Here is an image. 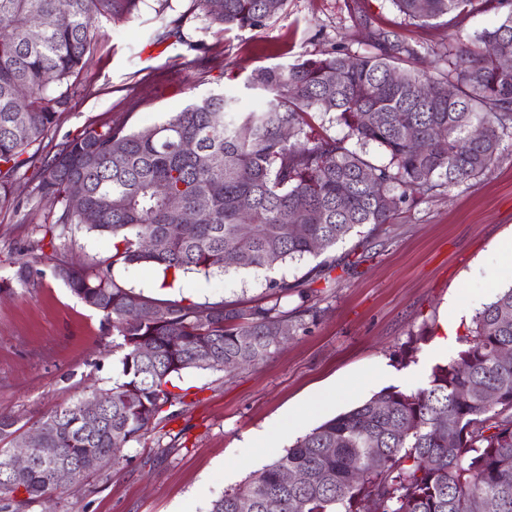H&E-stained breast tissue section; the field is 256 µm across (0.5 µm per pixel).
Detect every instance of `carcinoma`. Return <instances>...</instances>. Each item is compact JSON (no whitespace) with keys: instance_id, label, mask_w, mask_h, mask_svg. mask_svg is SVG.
<instances>
[{"instance_id":"cac0c4a2","label":"carcinoma","mask_w":512,"mask_h":512,"mask_svg":"<svg viewBox=\"0 0 512 512\" xmlns=\"http://www.w3.org/2000/svg\"><path fill=\"white\" fill-rule=\"evenodd\" d=\"M142 0H0V203L10 201L17 171L34 163L41 141L68 103L63 85L89 61L95 23H117ZM212 25L255 28L282 11L285 0H195ZM406 18L427 22L474 10L477 0H393ZM498 18L475 32L486 50L448 45L447 69L434 78L408 66L412 45L372 31L373 50L333 49L318 58L254 70L247 87L265 105L244 109L239 99L210 95L169 120L128 131L122 124L87 128L38 166L37 190L58 224H83L112 237V255L95 273L66 260L51 265L87 306L102 315L105 334L122 352L120 377L102 397L108 407L91 428L81 404L46 418L55 435L35 451L32 466L11 472L9 451L23 433L0 418V512H24L47 494L78 491L87 455L98 468L138 442L166 405L186 404L169 389L188 370L258 364L279 347L283 330L303 328L308 293L285 278L266 288L272 304L197 305L155 300L119 286L118 264L184 276L260 269L300 260L336 245L365 224H389L414 194L448 188L483 174L512 135V0H482ZM56 14L37 40L30 34ZM494 46L495 52L487 51ZM52 72V79L45 74ZM339 114L350 136L376 143L389 162L376 165L345 140L310 135L307 116ZM194 140L200 152L182 150ZM423 145L420 151L413 144ZM82 182L86 205H68L71 182ZM167 186L162 197L155 185ZM177 206H172L169 200ZM249 230L241 232V226ZM162 242L154 251L143 238ZM45 270L17 263L23 286ZM297 292L296 322L280 300ZM457 357L431 368L426 387H386L346 413L299 437L286 453L239 488L215 499L209 512H512V287L473 319ZM498 393L490 404L485 392ZM68 468L53 485L49 471ZM306 475L285 484L283 471Z\"/></svg>"}]
</instances>
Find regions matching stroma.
Instances as JSON below:
<instances>
[{
  "mask_svg": "<svg viewBox=\"0 0 512 512\" xmlns=\"http://www.w3.org/2000/svg\"><path fill=\"white\" fill-rule=\"evenodd\" d=\"M181 20L186 42H154V33ZM496 14L477 10L427 23L404 16L392 0H286L283 11L256 29L223 31L208 25L193 0H144L125 22L100 21L92 60L68 81L69 100L42 141L55 153L88 127L113 123L127 130L170 119L193 100L223 93L258 106L260 93L245 83L259 67L316 58L333 47L362 53L365 35L381 31L419 49L428 69L450 42L491 26ZM33 166L22 167L13 199L0 206V416L29 426L54 411L110 389L119 356L104 336L102 317L58 280L34 286L10 284L17 261L45 269L53 259H74L92 271L112 250L109 238L70 224L46 233L55 215L35 190ZM512 238V138L482 175L402 205L393 223L363 226L322 258L276 264L271 270L186 275L179 289L157 285L154 270L118 265L120 286L157 300L189 298L200 304L269 302L266 282L287 278L309 294L318 312L267 360L225 374L183 373L176 384L193 391L180 415L161 422L122 449L113 465L90 471L75 494L54 500L53 512H208L213 500L242 485L250 472L275 461L260 457L251 471L238 459L248 434L274 430L288 410L307 407L305 420L282 445L290 447L323 421L369 399L387 383L379 367L403 374V390L425 387L424 360L442 321L457 325L461 348L475 314L512 285V267L498 259V246ZM332 269L311 281L318 260ZM356 380L335 403L312 409L323 387ZM176 450H169L172 438Z\"/></svg>",
  "mask_w": 512,
  "mask_h": 512,
  "instance_id": "obj_1",
  "label": "stroma"
}]
</instances>
